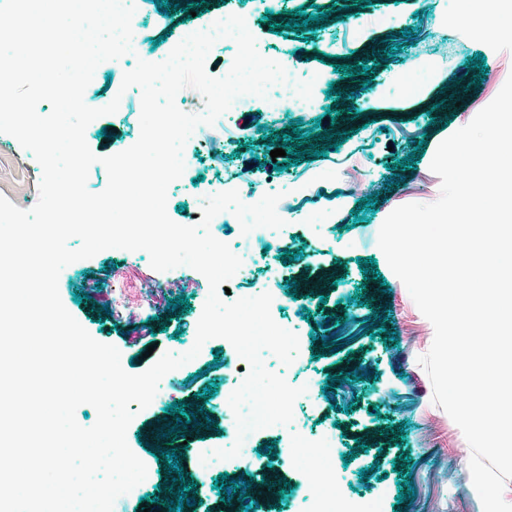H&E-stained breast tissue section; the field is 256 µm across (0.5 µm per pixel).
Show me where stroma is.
<instances>
[{"instance_id":"1","label":"stroma","mask_w":512,"mask_h":512,"mask_svg":"<svg viewBox=\"0 0 512 512\" xmlns=\"http://www.w3.org/2000/svg\"><path fill=\"white\" fill-rule=\"evenodd\" d=\"M208 2L207 12L184 21L158 13L155 0H143V39L137 54L99 65L98 78L87 87L84 101L99 107L137 59L162 61L178 37L230 14L247 19L263 56L290 66L306 82L315 100L311 110L294 112L284 105L274 109L265 99L245 95L213 125L201 126L200 141L188 142L184 150L188 168L168 189L167 212L178 224H196L203 217L204 198L224 191L229 173L237 177L230 187L245 203H256L271 191L285 192L297 201V208L282 212L281 229L266 228L250 239L217 224L210 231L228 242L235 254L251 258L248 269L227 283L232 298L271 289L272 317L298 335L300 349L289 367L271 355L265 364L283 373L291 385L306 386L307 392L294 404L291 426L252 432L246 437L249 454L201 464V453L224 445L215 423L222 420L224 394L236 381L228 371L233 346L220 338L207 341L196 359L162 378L151 405L132 421L127 441L146 464L149 477L120 496L114 512H143L141 499L157 495L158 483L167 478L166 433L176 423L167 408L179 400L196 416L184 431L186 448L177 452L185 478L196 483V504L188 512H239V499L224 500L214 485L222 473L254 486L275 474L288 489L268 512H308L306 495L298 488L301 474L291 462L298 438L335 448L327 468L338 496L349 507L369 506L374 512H483L471 480L470 447L460 428L434 404L431 381L418 362L431 347L433 326L389 267L378 238L396 207L438 198L440 179L430 169L435 151L489 104L512 75V37L487 42L444 22L441 0H372L364 8L357 0ZM313 2L324 11L338 7L339 19L323 26L315 22L286 36L273 32V24L287 23L288 11ZM380 14L392 18L394 30L414 32L413 37L401 38L400 52L389 59L384 56L386 35L372 24ZM355 16L368 23L360 38L348 24ZM422 44L429 46V53L419 52ZM477 53L496 63V70L482 74L470 67L468 60ZM336 55L349 65L370 62V86H363L362 76L335 73ZM433 67L441 70L442 81L426 90L425 102L417 105L406 99L399 90L401 81ZM332 89L339 91L338 100L328 99ZM126 96L128 105L86 129V141L100 157L121 152L139 138L141 91L133 87ZM334 106L342 110L333 126L342 135L337 151L300 162L289 155L271 158L264 144L270 134L291 133L295 122L312 127ZM419 143L424 146L420 154L415 151ZM409 154L414 157L413 169L391 171V164ZM40 175L33 155L12 136L0 134V195L20 208H31L38 199ZM338 184L343 187L339 196L318 200V187ZM367 196L374 197L376 207L358 209V200ZM295 249L300 258L282 262V252ZM367 257L374 258L380 280L364 273L361 261ZM293 280L318 281L317 294L292 298L287 289ZM58 286L66 309L94 339L116 346L122 367L134 374L149 367V360L142 357L148 346L176 354L194 343L208 295L206 279L190 267L158 272L146 252L112 249L65 267ZM360 286L367 300L363 306L353 299ZM78 293L83 302H75ZM182 297L189 300L188 312L169 308V300ZM379 312L386 330L396 336L388 345L382 337L366 333L368 318ZM327 340L338 343L337 352L324 348ZM347 372L356 374V381L327 389L328 378ZM210 383L217 386L215 396L200 399L202 388ZM389 427L403 428V445L389 442ZM268 444L274 445L275 456L260 454V447ZM349 452L354 460L344 461ZM401 454L409 455L408 468H396ZM406 481L412 482L415 493L397 502L399 485Z\"/></svg>"}]
</instances>
